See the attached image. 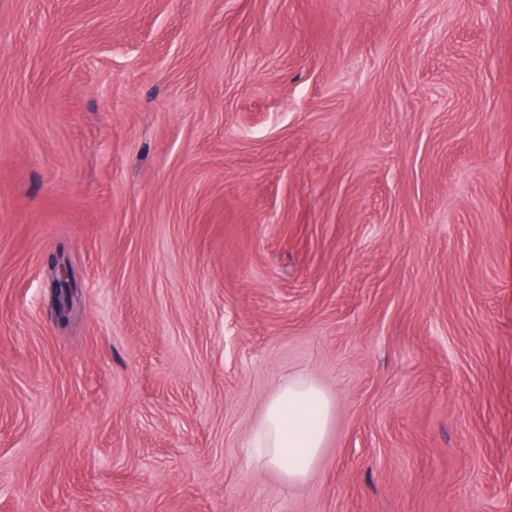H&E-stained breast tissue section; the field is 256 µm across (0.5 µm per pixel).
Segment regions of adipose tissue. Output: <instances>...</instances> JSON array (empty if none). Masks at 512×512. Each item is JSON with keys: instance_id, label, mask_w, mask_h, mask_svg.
<instances>
[{"instance_id": "adipose-tissue-1", "label": "adipose tissue", "mask_w": 512, "mask_h": 512, "mask_svg": "<svg viewBox=\"0 0 512 512\" xmlns=\"http://www.w3.org/2000/svg\"><path fill=\"white\" fill-rule=\"evenodd\" d=\"M332 417L333 402L316 382L289 380L263 408L250 441L255 462L288 482L304 481L319 462Z\"/></svg>"}]
</instances>
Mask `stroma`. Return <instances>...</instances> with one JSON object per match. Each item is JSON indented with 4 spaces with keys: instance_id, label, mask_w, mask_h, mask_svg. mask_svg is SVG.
Here are the masks:
<instances>
[{
    "instance_id": "35a3bbf8",
    "label": "stroma",
    "mask_w": 512,
    "mask_h": 512,
    "mask_svg": "<svg viewBox=\"0 0 512 512\" xmlns=\"http://www.w3.org/2000/svg\"><path fill=\"white\" fill-rule=\"evenodd\" d=\"M0 512H512V0H0ZM50 284L54 295L55 308L57 309V286L66 288H78L73 268L67 263H56L50 270ZM332 417V399L316 382L288 380L263 408L250 441L251 455L289 483L304 481L319 462Z\"/></svg>"
}]
</instances>
